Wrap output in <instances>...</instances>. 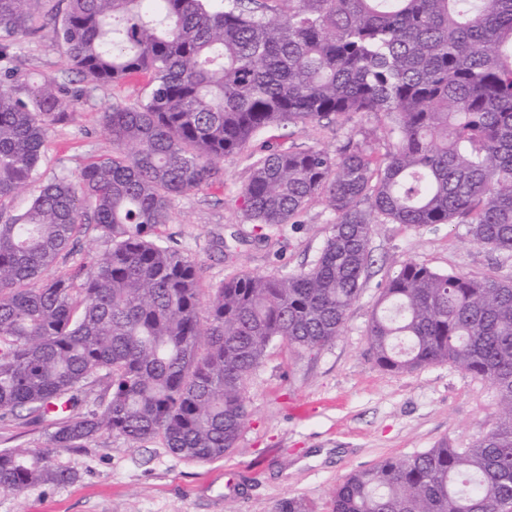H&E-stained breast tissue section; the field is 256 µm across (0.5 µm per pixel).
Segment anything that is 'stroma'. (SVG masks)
Returning a JSON list of instances; mask_svg holds the SVG:
<instances>
[{"instance_id":"obj_1","label":"stroma","mask_w":512,"mask_h":512,"mask_svg":"<svg viewBox=\"0 0 512 512\" xmlns=\"http://www.w3.org/2000/svg\"><path fill=\"white\" fill-rule=\"evenodd\" d=\"M54 21V15L46 16L44 30L18 39L20 73L26 79L57 77L79 93L80 105L71 121L49 130L38 180L0 206L7 216L23 210L39 184L75 175L110 155L102 112L115 101L137 102L148 82L144 75L95 88L79 82L48 33ZM390 123L383 113L363 112L305 127H273L266 136L285 150L338 152L369 131L377 133L374 146L381 153L385 145L379 135ZM248 175L245 155L226 157L216 183L170 203L168 231L197 261L202 288L239 270L262 274L280 266L295 272L311 265L335 220L316 199L299 223L284 226L281 237L255 242L237 206ZM371 248L375 263L333 343L317 352L280 340L269 347L246 382L251 417L230 454L192 463L160 441L139 444L104 433L55 457L74 480L36 485L21 494L0 490V512H274L288 496L323 508L336 484L354 471L444 442L465 448L480 439L498 417L497 394L489 383L450 364L404 373L382 370L371 355L367 330L381 288L401 263L414 260L440 271L512 281V252L475 244L463 224L424 229L378 224ZM301 404L316 410L297 415ZM50 431L46 420L0 422V451L43 448Z\"/></svg>"}]
</instances>
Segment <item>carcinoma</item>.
Wrapping results in <instances>:
<instances>
[{"label":"carcinoma","mask_w":512,"mask_h":512,"mask_svg":"<svg viewBox=\"0 0 512 512\" xmlns=\"http://www.w3.org/2000/svg\"><path fill=\"white\" fill-rule=\"evenodd\" d=\"M45 2L0 0V202L35 181L49 128L79 104L52 76L19 81L14 40ZM52 35L82 83H150L102 113L112 155L0 224V421L54 416L47 447L0 451V490L74 479L53 457L102 432L197 463L229 454L270 345L314 352L340 334L376 224H466L512 252V0H67ZM357 112L393 117L384 153L365 138L339 155L249 154L239 209L254 239L321 198L336 221L317 260L202 293L165 233L171 200L272 126ZM90 227L103 257L57 269ZM367 336L386 371L449 363L489 381L498 421L468 448L351 473L330 512H512V282L407 261ZM92 377L110 395L79 413ZM275 512L316 510L287 497Z\"/></svg>","instance_id":"1"}]
</instances>
